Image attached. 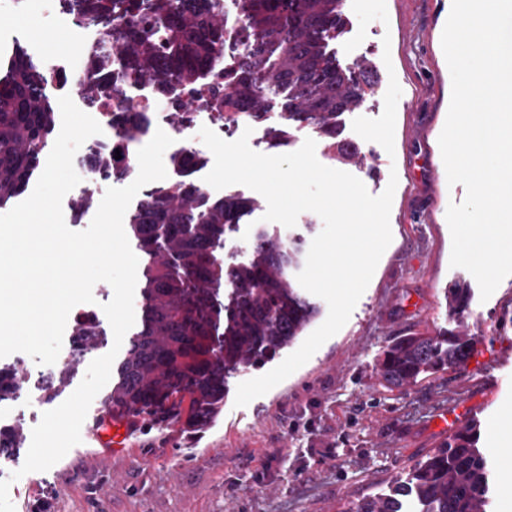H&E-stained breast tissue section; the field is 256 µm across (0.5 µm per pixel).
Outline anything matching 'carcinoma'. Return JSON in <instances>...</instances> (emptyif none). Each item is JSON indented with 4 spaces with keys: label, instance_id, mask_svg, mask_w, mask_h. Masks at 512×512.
<instances>
[{
    "label": "carcinoma",
    "instance_id": "carcinoma-1",
    "mask_svg": "<svg viewBox=\"0 0 512 512\" xmlns=\"http://www.w3.org/2000/svg\"><path fill=\"white\" fill-rule=\"evenodd\" d=\"M92 25L103 26L109 46L89 52L84 96L91 101L112 83L113 65L127 79H143L163 92L173 84L194 87L203 71L224 59L228 25L223 0H64ZM243 46L224 84L211 88L224 105V121L261 122L272 112L282 122L268 131L267 148L283 151L291 131L311 128L332 159L362 166L365 155L342 137L343 116L362 106L373 92L372 65L364 59L344 67L331 42L348 25L344 0H233ZM163 31V40L154 34ZM51 79L16 48L0 76V208L23 195L37 171L48 136L55 127L56 101ZM105 125L119 139L142 130L135 112H105ZM92 166L117 169L126 157L99 154ZM260 201L238 193L213 199L197 183L183 179L151 188L129 218V231L149 257L142 275L140 325L130 336L106 403L110 416L194 428L220 413L228 378L266 356L296 343L319 308L294 280L302 243H284L264 230L255 236L250 258L230 265L218 256L225 236ZM467 289L446 292L448 316L457 328L402 336L389 344L377 367L391 388L406 389L427 374L463 367L477 339L464 324ZM104 335L97 323L83 320L73 343L83 354ZM77 357L49 378L47 397L68 385ZM19 372L0 368V402L22 388ZM23 427L0 428V454L18 448ZM476 428L465 423L413 468L408 481L386 497L365 498L344 512H405L402 498L412 496L420 512H487L489 465L477 447Z\"/></svg>",
    "mask_w": 512,
    "mask_h": 512
}]
</instances>
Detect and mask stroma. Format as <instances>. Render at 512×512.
Wrapping results in <instances>:
<instances>
[{
	"instance_id": "obj_1",
	"label": "stroma",
	"mask_w": 512,
	"mask_h": 512,
	"mask_svg": "<svg viewBox=\"0 0 512 512\" xmlns=\"http://www.w3.org/2000/svg\"><path fill=\"white\" fill-rule=\"evenodd\" d=\"M387 21H372L363 42L336 55L350 66L369 58L377 84L367 102L347 113L345 138L377 167L368 176L371 194L396 180L390 227L392 241L348 322L292 375L248 405L235 404L239 383L276 367L269 360L235 374L220 414L192 430L134 426L127 448L101 452L94 427L110 387L93 399L81 441L49 470L22 473L26 449L0 456V477L10 479L15 512H33L48 497V512H345L364 496L383 492L406 476L448 433L433 416L449 406L461 420L478 422L480 447L491 457V512H512V494L502 475L512 468V276L488 300L475 278L450 265L452 239L446 219L450 204L466 189L449 184L438 138L452 83L441 46V25L451 0H386ZM24 47L42 67L79 66L80 56L59 11H21L0 0V65ZM402 89L397 104L394 153L363 140L355 117H379L390 78ZM262 211L246 216L220 252L244 262L265 223ZM469 290L466 321L478 337L477 350L456 371H440L407 389L380 379L377 362L396 337L451 328L446 288ZM43 391H19L0 402V427L24 431L56 408ZM262 482H255V475Z\"/></svg>"
}]
</instances>
